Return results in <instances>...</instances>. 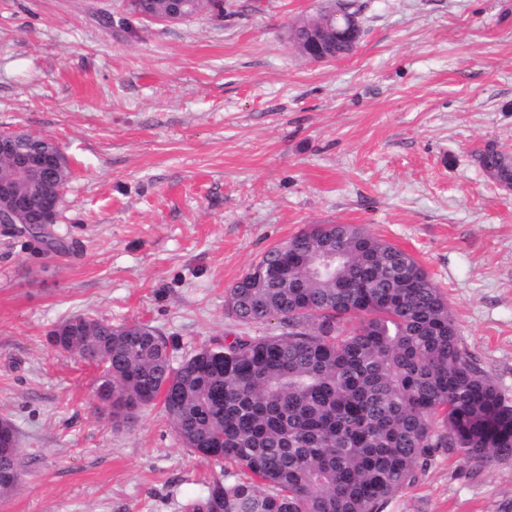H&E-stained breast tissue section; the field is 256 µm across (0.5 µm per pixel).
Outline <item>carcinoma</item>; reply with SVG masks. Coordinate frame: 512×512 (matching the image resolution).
<instances>
[{
    "instance_id": "1",
    "label": "carcinoma",
    "mask_w": 512,
    "mask_h": 512,
    "mask_svg": "<svg viewBox=\"0 0 512 512\" xmlns=\"http://www.w3.org/2000/svg\"><path fill=\"white\" fill-rule=\"evenodd\" d=\"M224 13V0H184ZM480 167L512 179L489 146ZM335 257V271L319 263ZM225 314L280 333L224 338L173 364L146 324L69 318L60 350L102 367L112 417L162 403L184 447L224 462L189 512H385L434 448L464 466L512 456V405L459 345L448 302L418 261L354 224H314L228 289ZM23 449L0 448V498Z\"/></svg>"
}]
</instances>
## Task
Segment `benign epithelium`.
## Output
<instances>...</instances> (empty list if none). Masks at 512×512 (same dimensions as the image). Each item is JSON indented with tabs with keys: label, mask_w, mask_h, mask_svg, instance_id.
Masks as SVG:
<instances>
[{
	"label": "benign epithelium",
	"mask_w": 512,
	"mask_h": 512,
	"mask_svg": "<svg viewBox=\"0 0 512 512\" xmlns=\"http://www.w3.org/2000/svg\"><path fill=\"white\" fill-rule=\"evenodd\" d=\"M141 20L175 24L185 23L192 17L173 6L160 16L137 14ZM335 37V33L324 35L313 32L303 51L315 62L331 60L324 46ZM0 159L10 163L8 173L0 175V229L6 226H21L20 232L39 235L42 227L57 222V189L53 187L58 168L66 160L60 150L55 152H30L19 147L16 136H0Z\"/></svg>",
	"instance_id": "7a95c632"
}]
</instances>
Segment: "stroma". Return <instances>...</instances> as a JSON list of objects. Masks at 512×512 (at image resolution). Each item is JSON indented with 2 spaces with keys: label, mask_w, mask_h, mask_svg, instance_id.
<instances>
[{
  "label": "stroma",
  "mask_w": 512,
  "mask_h": 512,
  "mask_svg": "<svg viewBox=\"0 0 512 512\" xmlns=\"http://www.w3.org/2000/svg\"><path fill=\"white\" fill-rule=\"evenodd\" d=\"M127 0H0V133L54 140L70 176L38 242L0 232V417L24 450L0 512H187L224 465L161 406L113 422L99 366L49 331L142 322L173 360L241 331L225 291L311 224H360L412 254L462 349L512 401V193L481 169L512 151V0H350L347 57L289 30L336 0H224L181 24ZM386 512H512V459L439 448ZM335 29L336 27L333 24L331 26V33L329 36L319 32H311L310 38L303 48L308 59L315 62H324L334 59L325 53L324 46L335 37Z\"/></svg>",
  "instance_id": "1"
}]
</instances>
